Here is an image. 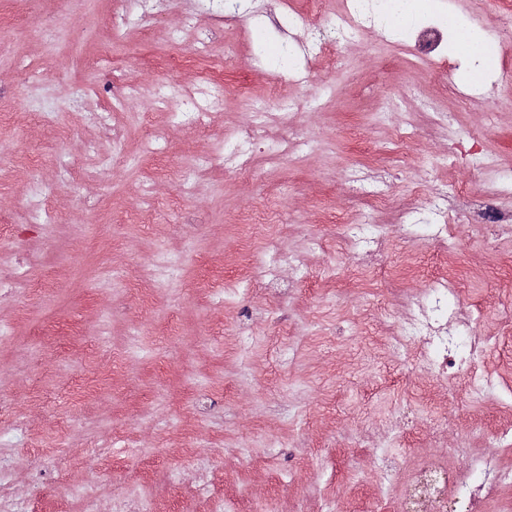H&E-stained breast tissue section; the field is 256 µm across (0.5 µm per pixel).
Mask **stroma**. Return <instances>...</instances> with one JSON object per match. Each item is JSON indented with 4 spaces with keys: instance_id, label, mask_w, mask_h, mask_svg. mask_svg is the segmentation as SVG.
Listing matches in <instances>:
<instances>
[{
    "instance_id": "1",
    "label": "stroma",
    "mask_w": 512,
    "mask_h": 512,
    "mask_svg": "<svg viewBox=\"0 0 512 512\" xmlns=\"http://www.w3.org/2000/svg\"><path fill=\"white\" fill-rule=\"evenodd\" d=\"M504 0H449L471 26L494 21ZM209 30L199 48L187 17ZM123 0H0V425L13 491L66 497L70 512H111L118 488L149 481L156 512H206L196 495L200 450L212 478L248 504L277 512H369V459L343 432L393 406L419 384L405 356L380 348L373 309L397 311L392 289L341 269L343 224L384 225L392 265L425 286L430 243H408L401 212H426L420 184L469 180L482 198L512 175V39L500 44L502 76L467 100L460 75L364 33L321 60L305 84L279 77L274 34L211 26L196 0H165L149 34L125 24ZM183 67L171 73L170 57ZM138 88L113 108L114 86ZM221 86L206 130L174 120L156 95ZM316 103L296 125L314 150L278 162L259 151L244 171L210 163L254 110L279 97ZM112 115L111 127L96 115ZM446 113L447 134L434 124ZM168 148L146 146L148 125ZM416 139L400 143L398 127ZM123 163L108 165L114 149ZM498 159L472 173L475 155ZM387 169L394 205L372 208L339 179L348 167ZM199 175L179 193L185 169ZM263 209L268 224H245ZM303 256L305 282L275 298L249 284L246 266L272 250ZM182 262L160 280V256ZM462 292L482 300L479 328L495 330L512 301V236H465L452 258ZM240 303L224 306L217 286Z\"/></svg>"
}]
</instances>
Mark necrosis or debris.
Masks as SVG:
<instances>
[{
    "label": "necrosis or debris",
    "instance_id": "4bbe7bcc",
    "mask_svg": "<svg viewBox=\"0 0 512 512\" xmlns=\"http://www.w3.org/2000/svg\"><path fill=\"white\" fill-rule=\"evenodd\" d=\"M288 12L305 28L304 40L287 39L288 73L302 82L310 64L335 49L337 43L354 40L366 28L386 26L378 0H342V8L333 19L322 20L312 10L290 0ZM389 30V41L410 55L421 53L442 57L448 32L437 22L428 21L410 30ZM294 115L291 112L256 111L242 137L224 147L225 167L247 169L254 141L271 120H279L287 135L273 147L275 156L297 151L293 138ZM344 181L355 193L373 197L380 205L391 202L390 174L383 169L356 167L344 174ZM434 222L429 238L438 257V266L427 286L403 295L399 310L390 323L395 347L414 353V370L427 379L423 399L445 404L446 409L432 427L434 447L402 464L387 454L390 441L412 427L402 407H394L384 418L362 424L355 432L365 442L373 458L374 495L386 500L393 512H448L449 501L467 497L470 512H487L488 504L499 498L503 487H512V403L502 399L500 373L478 369L477 363L487 344L477 329L478 316L459 298V280L448 268V255L460 240L464 227L455 223L448 210V192L440 190L433 200ZM343 254L353 275L365 270L377 271L383 280L395 274L387 262L389 236L379 224H352L343 233ZM467 375V391L479 408L497 411L499 420L491 434L496 450L473 455L467 421L448 408L444 386L452 385L458 375ZM456 434L452 450H444L442 440Z\"/></svg>",
    "mask_w": 512,
    "mask_h": 512
}]
</instances>
